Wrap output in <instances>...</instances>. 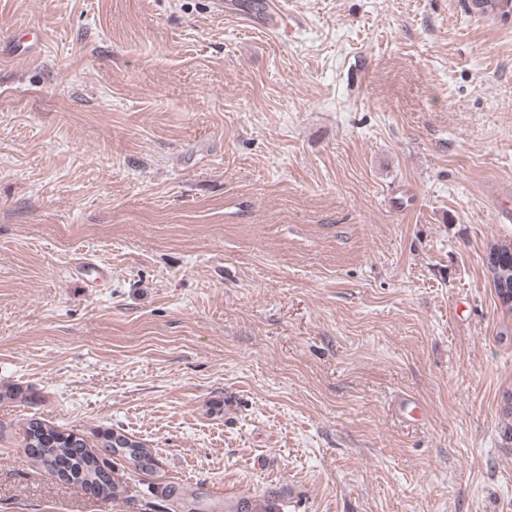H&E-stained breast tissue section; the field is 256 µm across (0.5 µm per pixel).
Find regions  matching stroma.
I'll list each match as a JSON object with an SVG mask.
<instances>
[{"mask_svg":"<svg viewBox=\"0 0 512 512\" xmlns=\"http://www.w3.org/2000/svg\"><path fill=\"white\" fill-rule=\"evenodd\" d=\"M224 5L0 0V385L30 395L0 403V512L169 485L201 512H512L484 263L512 239V25L288 0L283 32ZM31 418L159 470L99 501L25 459Z\"/></svg>","mask_w":512,"mask_h":512,"instance_id":"obj_1","label":"stroma"}]
</instances>
